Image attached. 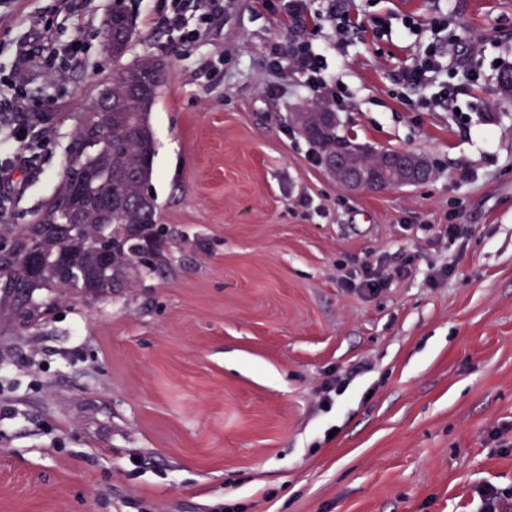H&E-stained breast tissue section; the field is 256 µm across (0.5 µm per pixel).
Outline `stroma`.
I'll return each instance as SVG.
<instances>
[{
	"label": "stroma",
	"instance_id": "obj_1",
	"mask_svg": "<svg viewBox=\"0 0 512 512\" xmlns=\"http://www.w3.org/2000/svg\"><path fill=\"white\" fill-rule=\"evenodd\" d=\"M161 3L126 0L123 61L167 63L151 121L170 268L59 297L49 322L0 336V512H477L487 483L512 512V0H345L362 27L337 52L329 0H304L294 27L223 0L211 22L191 15L207 28L194 43L158 24ZM58 5L0 0V79L19 44L85 45L62 80L30 78V98L54 97L52 133L0 224L32 223L54 195L75 118L112 75V0ZM440 6L454 112L398 85L414 40L367 24ZM288 41L327 49L339 135L423 154L434 176L337 184L288 124L321 92L268 71ZM368 259L391 275L375 293L351 283ZM332 377L346 389L326 404Z\"/></svg>",
	"mask_w": 512,
	"mask_h": 512
}]
</instances>
